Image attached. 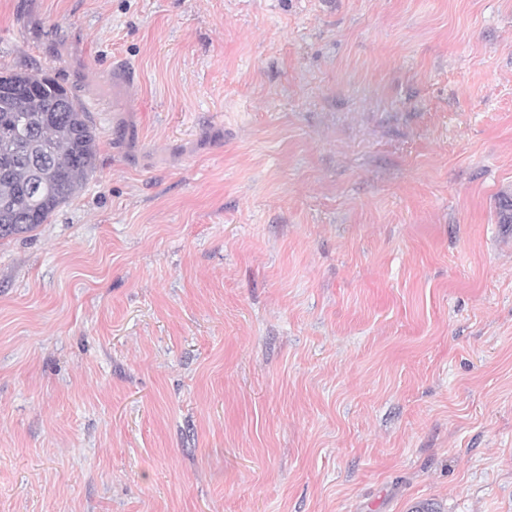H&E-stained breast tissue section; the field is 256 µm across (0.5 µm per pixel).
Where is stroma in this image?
Segmentation results:
<instances>
[{"label":"stroma","mask_w":512,"mask_h":512,"mask_svg":"<svg viewBox=\"0 0 512 512\" xmlns=\"http://www.w3.org/2000/svg\"><path fill=\"white\" fill-rule=\"evenodd\" d=\"M16 70L98 152L0 238V512H512V0H0Z\"/></svg>","instance_id":"stroma-1"}]
</instances>
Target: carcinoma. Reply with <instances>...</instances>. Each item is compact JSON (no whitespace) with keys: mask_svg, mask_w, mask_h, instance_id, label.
Masks as SVG:
<instances>
[{"mask_svg":"<svg viewBox=\"0 0 512 512\" xmlns=\"http://www.w3.org/2000/svg\"><path fill=\"white\" fill-rule=\"evenodd\" d=\"M97 139L56 78L0 72V237L47 223L83 187Z\"/></svg>","mask_w":512,"mask_h":512,"instance_id":"cac0c4a2","label":"carcinoma"}]
</instances>
